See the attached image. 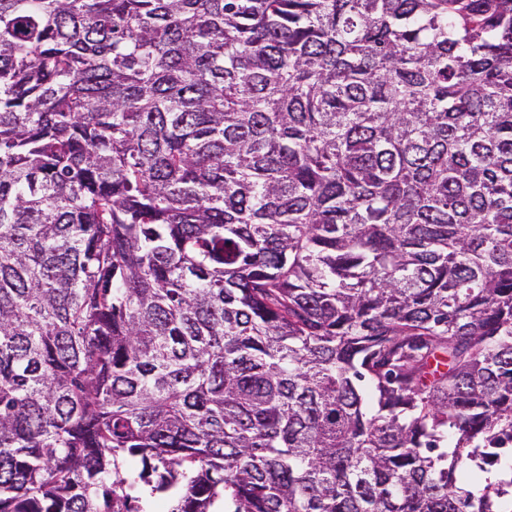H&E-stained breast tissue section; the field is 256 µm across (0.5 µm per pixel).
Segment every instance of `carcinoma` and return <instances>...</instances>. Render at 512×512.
I'll return each instance as SVG.
<instances>
[{
	"instance_id": "obj_1",
	"label": "carcinoma",
	"mask_w": 512,
	"mask_h": 512,
	"mask_svg": "<svg viewBox=\"0 0 512 512\" xmlns=\"http://www.w3.org/2000/svg\"><path fill=\"white\" fill-rule=\"evenodd\" d=\"M512 512V0H0V512Z\"/></svg>"
}]
</instances>
